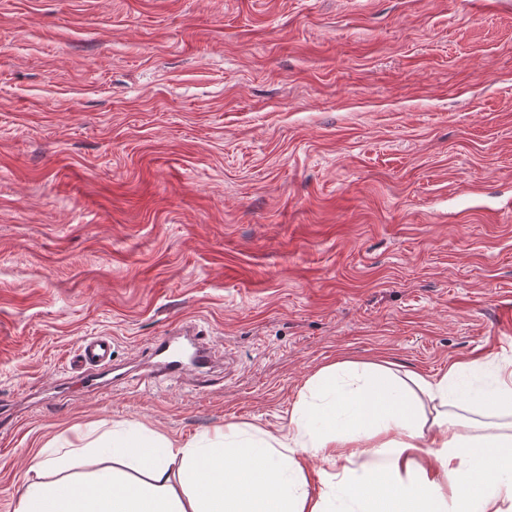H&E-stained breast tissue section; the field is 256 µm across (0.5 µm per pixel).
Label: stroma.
I'll return each mask as SVG.
<instances>
[{"label":"stroma","instance_id":"35a3bbf8","mask_svg":"<svg viewBox=\"0 0 512 512\" xmlns=\"http://www.w3.org/2000/svg\"><path fill=\"white\" fill-rule=\"evenodd\" d=\"M509 310L512 0H0V512L50 441L278 437L338 360L512 359ZM182 322L217 368L139 382ZM79 356L90 367L105 366L112 361V341L107 336L86 339L80 346Z\"/></svg>","mask_w":512,"mask_h":512}]
</instances>
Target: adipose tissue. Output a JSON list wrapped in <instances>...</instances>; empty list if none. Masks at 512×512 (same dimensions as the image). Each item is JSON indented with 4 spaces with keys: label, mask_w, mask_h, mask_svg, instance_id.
Masks as SVG:
<instances>
[{
    "label": "adipose tissue",
    "mask_w": 512,
    "mask_h": 512,
    "mask_svg": "<svg viewBox=\"0 0 512 512\" xmlns=\"http://www.w3.org/2000/svg\"><path fill=\"white\" fill-rule=\"evenodd\" d=\"M511 414V361L425 376L343 360L307 381L283 437L229 425L183 441L118 422L38 452L14 512H512V433L473 422Z\"/></svg>",
    "instance_id": "obj_1"
}]
</instances>
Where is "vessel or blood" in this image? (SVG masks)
<instances>
[{
  "label": "vessel or blood",
  "mask_w": 512,
  "mask_h": 512,
  "mask_svg": "<svg viewBox=\"0 0 512 512\" xmlns=\"http://www.w3.org/2000/svg\"><path fill=\"white\" fill-rule=\"evenodd\" d=\"M154 353L159 361L144 377L145 382L153 383L165 377L171 380L185 379L189 373L209 371L214 362L211 348L196 336L191 324H181L173 331L156 337L153 341ZM80 357L86 365L100 367L112 360V341L105 336H97L83 341Z\"/></svg>",
  "instance_id": "1"
}]
</instances>
